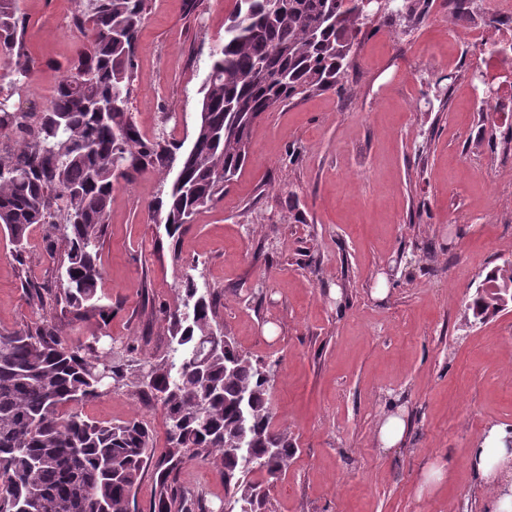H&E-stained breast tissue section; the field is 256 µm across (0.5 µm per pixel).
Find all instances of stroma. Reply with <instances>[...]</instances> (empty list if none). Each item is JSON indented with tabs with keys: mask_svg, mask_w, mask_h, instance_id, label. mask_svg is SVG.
I'll return each mask as SVG.
<instances>
[{
	"mask_svg": "<svg viewBox=\"0 0 512 512\" xmlns=\"http://www.w3.org/2000/svg\"><path fill=\"white\" fill-rule=\"evenodd\" d=\"M19 8L36 62L23 103L39 107L85 41L70 23L73 0ZM235 8L151 0L129 104L140 134L152 136L166 110L177 115L169 141L191 140L208 54ZM457 31L445 0L409 28L368 23L345 91L265 113L249 163L177 238L147 210L167 187L160 173L118 180L99 251L98 295L111 313L56 318L70 343L107 335L160 359L170 333L155 309L176 304L191 274L238 347L278 365L274 423L297 453L270 490V512H481L489 492L468 453L488 427H512V305L469 327L462 316L497 258L512 255V152L488 143L489 130L512 131V113L479 111L468 74L486 56ZM45 233L31 227L23 270L0 235V330L38 321L29 287L56 285ZM397 410L404 442L381 448L379 422ZM84 412L144 420L165 444L160 405L135 388ZM434 465L447 478L423 490ZM173 477L210 512L223 508L214 460Z\"/></svg>",
	"mask_w": 512,
	"mask_h": 512,
	"instance_id": "obj_1",
	"label": "stroma"
}]
</instances>
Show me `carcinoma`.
<instances>
[{"label": "carcinoma", "instance_id": "obj_1", "mask_svg": "<svg viewBox=\"0 0 512 512\" xmlns=\"http://www.w3.org/2000/svg\"><path fill=\"white\" fill-rule=\"evenodd\" d=\"M237 0L224 43L210 53L189 147L136 130L130 99L137 42L150 0H78L72 25L88 45L57 80L52 98L25 110L12 98L29 86L35 61L17 0H0V232L23 267L29 228L48 226L44 249L58 288H32L38 322L0 331V512H135L134 490L149 460L158 473L153 512H209L170 479L181 464L215 457L224 512H269V485L297 452L273 425L278 365L240 352L216 321L215 304L190 276L180 303L164 310L169 354L139 357L128 343L98 355V338L73 346L50 310L81 319L112 313L98 304V251L114 183L148 168L181 169L166 196L147 205L178 235L249 161L261 115L298 97L334 91L353 66L368 18L359 0ZM430 0H397L387 19L410 27ZM512 303V256L487 274L464 310L482 323ZM132 387L165 415L167 445L139 419L104 424L79 406Z\"/></svg>", "mask_w": 512, "mask_h": 512}]
</instances>
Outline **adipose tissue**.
<instances>
[{"label": "adipose tissue", "instance_id": "adipose-tissue-1", "mask_svg": "<svg viewBox=\"0 0 512 512\" xmlns=\"http://www.w3.org/2000/svg\"><path fill=\"white\" fill-rule=\"evenodd\" d=\"M508 434L511 433L507 429L490 428L471 450V469L491 484V492L482 503V512H512V479L506 476L512 468V449L505 445Z\"/></svg>", "mask_w": 512, "mask_h": 512}]
</instances>
